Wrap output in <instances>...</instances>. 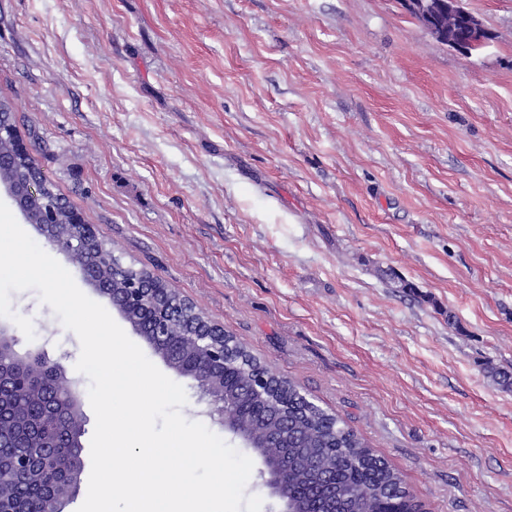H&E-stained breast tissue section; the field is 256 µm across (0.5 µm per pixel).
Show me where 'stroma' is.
Returning a JSON list of instances; mask_svg holds the SVG:
<instances>
[{"instance_id":"35a3bbf8","label":"stroma","mask_w":512,"mask_h":512,"mask_svg":"<svg viewBox=\"0 0 512 512\" xmlns=\"http://www.w3.org/2000/svg\"><path fill=\"white\" fill-rule=\"evenodd\" d=\"M0 0V95L104 243L340 416L426 512H512V0ZM412 291L396 288V281ZM0 327L80 342L36 290ZM181 413L237 451L192 379ZM402 8L408 13L417 17L421 28L428 34L438 39L443 27L440 20L447 16L450 21L455 20L458 24L455 38L449 42V47L459 54L468 57L472 51L482 49L479 46L473 50L476 39L485 43L487 36L491 35L483 22L470 12L462 0H401ZM415 16H411L415 18Z\"/></svg>"}]
</instances>
